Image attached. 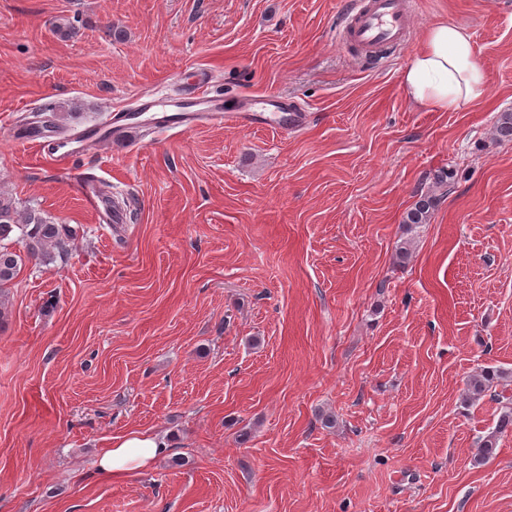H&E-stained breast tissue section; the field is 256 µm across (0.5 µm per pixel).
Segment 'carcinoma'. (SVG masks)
Masks as SVG:
<instances>
[{"mask_svg": "<svg viewBox=\"0 0 512 512\" xmlns=\"http://www.w3.org/2000/svg\"><path fill=\"white\" fill-rule=\"evenodd\" d=\"M434 198L422 196L405 218L407 224H424ZM69 230L64 224H56L32 207L21 205L12 196L0 193V291L12 284L18 277L23 256L35 257L43 262L53 259L52 250L63 251ZM505 372L483 370L467 384V396L479 400L487 395L495 381L503 378ZM512 429V409L501 416L498 427L478 442L477 456L487 459L495 455L498 434Z\"/></svg>", "mask_w": 512, "mask_h": 512, "instance_id": "carcinoma-1", "label": "carcinoma"}]
</instances>
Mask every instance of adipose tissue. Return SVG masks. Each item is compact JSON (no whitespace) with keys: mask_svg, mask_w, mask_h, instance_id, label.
I'll return each mask as SVG.
<instances>
[{"mask_svg":"<svg viewBox=\"0 0 512 512\" xmlns=\"http://www.w3.org/2000/svg\"><path fill=\"white\" fill-rule=\"evenodd\" d=\"M402 85L409 101L433 112H455L487 94L486 73L470 35L445 21L427 27ZM169 448L165 439L133 432L103 453L98 469L102 476L120 478L165 456Z\"/></svg>","mask_w":512,"mask_h":512,"instance_id":"adipose-tissue-1","label":"adipose tissue"}]
</instances>
